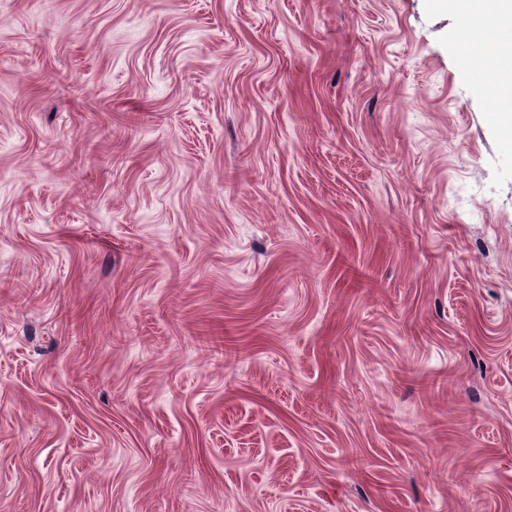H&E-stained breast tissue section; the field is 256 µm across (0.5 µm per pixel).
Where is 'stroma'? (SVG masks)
Wrapping results in <instances>:
<instances>
[{
	"label": "stroma",
	"mask_w": 512,
	"mask_h": 512,
	"mask_svg": "<svg viewBox=\"0 0 512 512\" xmlns=\"http://www.w3.org/2000/svg\"><path fill=\"white\" fill-rule=\"evenodd\" d=\"M439 0H0V512H512V140Z\"/></svg>",
	"instance_id": "35a3bbf8"
}]
</instances>
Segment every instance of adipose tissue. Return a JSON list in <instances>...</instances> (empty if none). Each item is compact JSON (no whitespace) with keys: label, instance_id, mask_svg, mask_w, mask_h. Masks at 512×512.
Returning a JSON list of instances; mask_svg holds the SVG:
<instances>
[{"label":"adipose tissue","instance_id":"ef3b65f1","mask_svg":"<svg viewBox=\"0 0 512 512\" xmlns=\"http://www.w3.org/2000/svg\"><path fill=\"white\" fill-rule=\"evenodd\" d=\"M477 16L489 24L483 50L496 65L471 68L472 80L492 100L493 120L504 132H512V0H479Z\"/></svg>","mask_w":512,"mask_h":512}]
</instances>
